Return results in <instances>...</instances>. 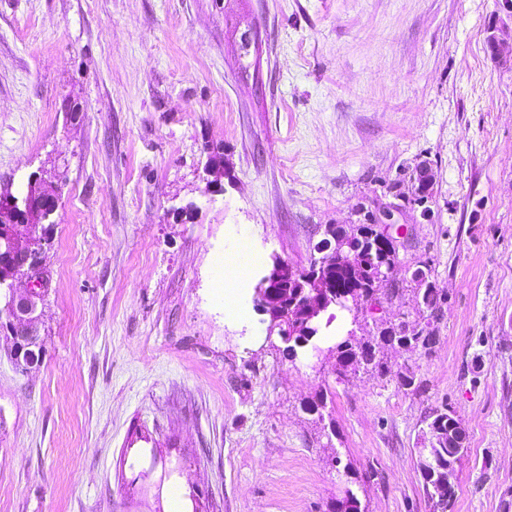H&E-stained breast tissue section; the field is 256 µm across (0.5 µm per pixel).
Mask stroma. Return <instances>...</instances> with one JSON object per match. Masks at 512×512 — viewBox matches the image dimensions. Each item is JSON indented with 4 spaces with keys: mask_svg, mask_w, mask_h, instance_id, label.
Masks as SVG:
<instances>
[{
    "mask_svg": "<svg viewBox=\"0 0 512 512\" xmlns=\"http://www.w3.org/2000/svg\"><path fill=\"white\" fill-rule=\"evenodd\" d=\"M502 0H0V190L57 200L41 361L0 332V512H433L431 407L466 431L452 512H512V63ZM251 32L249 52L240 36ZM80 119H72V108ZM219 155L230 177L208 190ZM431 220L400 294L289 358L254 310L408 166ZM248 318L228 320L216 253ZM448 304L431 350L338 377L329 349ZM410 369L421 390L401 386ZM487 45L493 57L499 62L511 63L512 60V27L501 21L493 22L488 30Z\"/></svg>",
    "mask_w": 512,
    "mask_h": 512,
    "instance_id": "obj_1",
    "label": "stroma"
}]
</instances>
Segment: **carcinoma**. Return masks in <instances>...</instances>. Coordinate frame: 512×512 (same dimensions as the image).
I'll return each instance as SVG.
<instances>
[{"label": "carcinoma", "mask_w": 512, "mask_h": 512, "mask_svg": "<svg viewBox=\"0 0 512 512\" xmlns=\"http://www.w3.org/2000/svg\"><path fill=\"white\" fill-rule=\"evenodd\" d=\"M324 236L327 240L335 236L346 238L354 246L363 250L372 267L389 262L395 266L399 265L398 250L393 240L379 239L371 224L361 222L354 225L349 232L340 225L333 224L326 228ZM331 278L336 285V291L357 290L360 298L376 305L382 304L384 300H392L398 293V289L382 285L369 275L355 280L342 268L332 271ZM413 281L417 285L419 303L428 312V322L422 326L418 323L393 324L383 321L377 326V337L372 340L351 336L340 341L336 343L334 351L339 366L352 371L362 367L382 374L386 372L384 359L380 356L382 346L397 344L409 349L418 347L425 350L431 349L436 340L431 320L440 318L447 298L435 288L429 272H424L420 277L414 276ZM425 421L427 430L438 438V442L431 446V467L421 471L423 492L432 502L434 512H450L456 499V485L448 486L446 482H448V474L456 472L466 454L465 432L459 419L448 410L446 404L430 409ZM454 431L459 433L458 448L450 450L448 433Z\"/></svg>", "instance_id": "cac0c4a2"}]
</instances>
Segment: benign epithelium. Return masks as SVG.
Returning <instances> with one entry per match:
<instances>
[{
    "label": "benign epithelium",
    "mask_w": 512,
    "mask_h": 512,
    "mask_svg": "<svg viewBox=\"0 0 512 512\" xmlns=\"http://www.w3.org/2000/svg\"><path fill=\"white\" fill-rule=\"evenodd\" d=\"M493 57L502 63L512 61V27L505 22L495 21L488 28L486 39ZM419 196L418 182H406V197L411 199L413 213L403 215V199L373 202L369 205L370 217L378 230L394 238L399 247H405L407 225L417 219L430 220L431 212L423 209L416 201ZM55 206L52 195L47 193L39 178H29L26 191L17 197L11 193H0V330L13 342L12 357L15 366L26 371L31 366L30 348L39 342L38 305L43 301L44 291L37 286L31 275L38 270L39 261L33 246L37 240L20 235L16 227L20 224L38 226L53 214ZM325 256L319 259V266L334 269L344 261L353 262L343 247L334 243L321 248ZM303 282V291L292 302L281 300L274 291V284L283 280ZM26 283V290L17 291L18 282ZM341 301L333 288L323 284L321 274L305 276L287 262H278L265 276L257 288V305L269 315V331H278L283 338L290 336H314L320 324V315L330 306Z\"/></svg>",
    "instance_id": "1"
}]
</instances>
